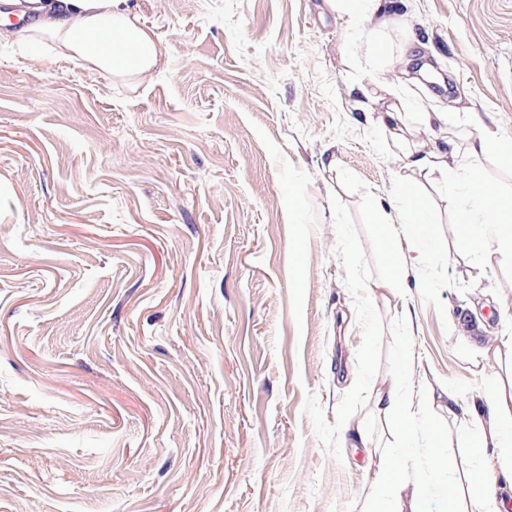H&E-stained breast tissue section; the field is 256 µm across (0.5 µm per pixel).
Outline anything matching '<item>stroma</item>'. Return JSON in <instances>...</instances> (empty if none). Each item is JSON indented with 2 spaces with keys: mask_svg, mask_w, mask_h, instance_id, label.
Segmentation results:
<instances>
[{
  "mask_svg": "<svg viewBox=\"0 0 512 512\" xmlns=\"http://www.w3.org/2000/svg\"><path fill=\"white\" fill-rule=\"evenodd\" d=\"M132 2L163 51L133 88L0 43V512H371V448L422 484L457 474L447 411L365 405L367 447L341 430L336 459L303 407L315 394L335 422L356 381L332 202L359 210L344 167L397 208L382 90L434 158L410 178L454 284L441 314L413 263L376 294L372 384L405 362L417 404L512 393V260L480 263L441 183L463 146L449 124L512 138V0H394L357 24L326 0ZM377 31L392 57L374 69Z\"/></svg>",
  "mask_w": 512,
  "mask_h": 512,
  "instance_id": "stroma-1",
  "label": "stroma"
}]
</instances>
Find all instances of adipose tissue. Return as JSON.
Returning <instances> with one entry per match:
<instances>
[{
	"label": "adipose tissue",
	"mask_w": 512,
	"mask_h": 512,
	"mask_svg": "<svg viewBox=\"0 0 512 512\" xmlns=\"http://www.w3.org/2000/svg\"><path fill=\"white\" fill-rule=\"evenodd\" d=\"M43 10L27 30L26 40L48 39L59 55L82 61L87 69L116 81L140 80L158 66L159 41L129 0H45ZM462 140L458 161L443 174L448 205L467 239L479 247L480 262L489 266L512 255V200L478 191L477 166L490 157H511L512 142L488 130L463 134ZM407 377L405 365H398L392 379L376 390L375 406L385 417L397 419L408 413L411 403L401 393ZM508 408L499 395L472 406L458 423L457 440L464 444L475 434L483 448L511 447L512 426L503 420ZM380 478L391 494L377 498L374 512H414L419 498L429 495L428 486L410 483L406 470L389 458L381 460Z\"/></svg>",
	"instance_id": "adipose-tissue-1"
}]
</instances>
